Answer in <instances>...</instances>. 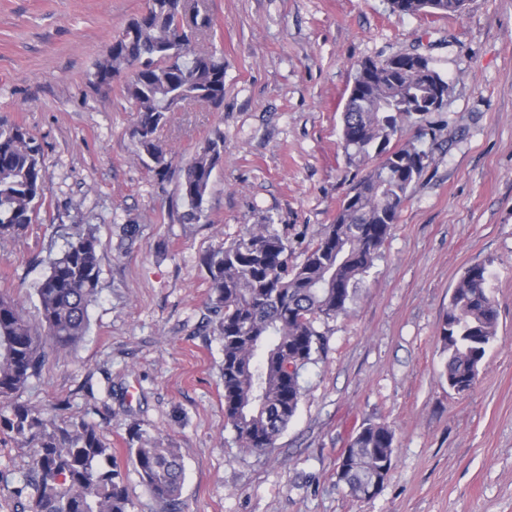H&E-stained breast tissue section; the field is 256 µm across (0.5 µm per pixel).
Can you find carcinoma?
<instances>
[{"instance_id": "1", "label": "carcinoma", "mask_w": 512, "mask_h": 512, "mask_svg": "<svg viewBox=\"0 0 512 512\" xmlns=\"http://www.w3.org/2000/svg\"><path fill=\"white\" fill-rule=\"evenodd\" d=\"M408 15L430 11L460 17L467 0H390ZM148 19L130 21L115 36L118 52L96 64L93 84L112 82V71L137 68L122 87L136 105L133 135L161 181L172 174L169 152L154 137L170 107L224 101V53L202 49L180 23L198 0H147ZM448 95V81L418 53L384 62L367 59L354 78L343 112L342 137L349 164L363 167L347 191L334 222L294 263L288 242L266 224L251 226L227 246L206 252L208 309L224 352V418L242 447L267 454L290 420L300 397V370L325 351L316 323L345 315L360 276L389 237L428 152L410 142L390 147L397 133L420 127L424 104ZM224 154V137L205 140L179 169L178 192L188 204L186 220L202 218L212 171ZM47 190L43 148L26 128L0 121V240L24 235ZM36 287L40 326L26 320L15 299L0 291V435L33 445L31 477L7 489L28 497L31 512H131V501L112 448L96 425L61 414L47 418L18 401L42 370L50 350L75 346L89 329V306L100 282L99 239L90 226H75ZM483 263L469 265L448 303L439 339L448 384L470 390L487 349L497 337V313L487 291ZM133 464L162 512L181 495L184 464L178 449L148 441L130 449ZM394 433L365 423L349 443L350 463L341 482L356 498L369 499L373 478H386Z\"/></svg>"}]
</instances>
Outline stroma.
Listing matches in <instances>:
<instances>
[{
  "instance_id": "stroma-1",
  "label": "stroma",
  "mask_w": 512,
  "mask_h": 512,
  "mask_svg": "<svg viewBox=\"0 0 512 512\" xmlns=\"http://www.w3.org/2000/svg\"><path fill=\"white\" fill-rule=\"evenodd\" d=\"M206 45L224 53V102L171 113L156 136L189 161L222 134L200 223H186L177 177L159 181L131 135L119 83L89 82L146 0H0V120L42 144L48 190L17 241L0 240V290L39 323L34 287L62 235L101 240L90 327L52 353L23 401L100 424L133 512H158L129 455L136 429L182 456L181 512H512V0H469L463 17L406 15L390 0H210ZM416 51L448 82L418 145L431 161L362 276L348 315L319 323L324 353L272 456L224 425L222 345L207 324L202 256L254 224L300 262L333 222L357 170L342 112L362 61ZM136 223L134 244L122 225ZM488 269L497 339L476 385L450 389L439 330L474 263ZM394 433L371 499L336 473L363 423Z\"/></svg>"
}]
</instances>
